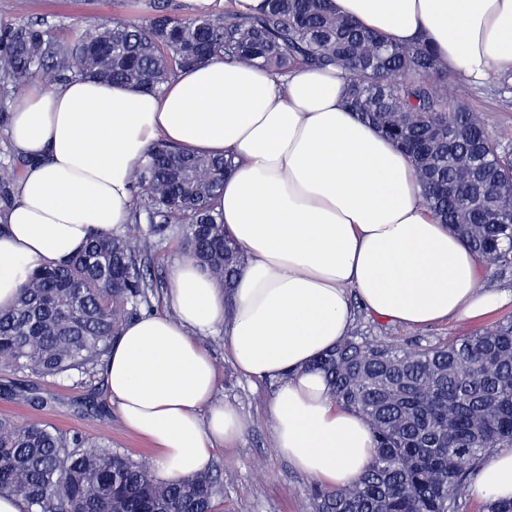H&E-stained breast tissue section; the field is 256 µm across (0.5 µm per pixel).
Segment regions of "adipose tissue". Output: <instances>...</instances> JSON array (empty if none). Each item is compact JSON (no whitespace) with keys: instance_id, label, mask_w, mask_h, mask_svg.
<instances>
[{"instance_id":"obj_1","label":"adipose tissue","mask_w":512,"mask_h":512,"mask_svg":"<svg viewBox=\"0 0 512 512\" xmlns=\"http://www.w3.org/2000/svg\"><path fill=\"white\" fill-rule=\"evenodd\" d=\"M396 44L422 38L467 81L512 75V0H333ZM341 72L215 59L161 91L74 78L30 84L10 144L32 159L0 233V310L30 272L59 265L99 232L122 233L130 173L159 140L231 158L216 208L246 264L232 296L193 261H176L164 303L126 323L104 361L124 425L158 450L157 477L206 473L248 423L216 396L198 337L224 327V353L245 377L277 381L267 407L274 446L297 471L336 489L375 451L364 418L336 403L310 365L346 337L351 297L406 327L477 319L497 305L480 262L420 195L409 158L345 105ZM512 499V448L495 451L473 487Z\"/></svg>"}]
</instances>
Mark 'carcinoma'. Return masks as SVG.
Masks as SVG:
<instances>
[{
	"mask_svg": "<svg viewBox=\"0 0 512 512\" xmlns=\"http://www.w3.org/2000/svg\"><path fill=\"white\" fill-rule=\"evenodd\" d=\"M240 13L181 15L169 0L133 22L115 13L61 36L43 21L0 27V73L12 96L29 84L75 77L156 91L212 59L286 76L298 64L342 69L346 106L405 152L433 216L479 260L512 273V152L471 110L470 87L425 40L392 44L336 13L330 0H264ZM20 155L0 162V212L14 196ZM231 161L187 154L165 142L133 170L136 205L122 234L92 237L58 267L35 270L15 305L0 311V371L69 378L94 371L122 323L160 286L147 261L149 236L175 232L186 255L226 291L245 263L212 205ZM346 408L370 425L375 454L364 474L323 489L314 512H460L471 474L496 448H512V319L443 344L401 348L359 331L312 363ZM17 403L42 399L0 388ZM224 485L210 474L161 482L150 466L105 438L68 435L47 421L0 418V497L23 512H216Z\"/></svg>",
	"mask_w": 512,
	"mask_h": 512,
	"instance_id": "cac0c4a2",
	"label": "carcinoma"
}]
</instances>
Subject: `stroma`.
Returning <instances> with one entry per match:
<instances>
[{
  "instance_id": "obj_1",
  "label": "stroma",
  "mask_w": 512,
  "mask_h": 512,
  "mask_svg": "<svg viewBox=\"0 0 512 512\" xmlns=\"http://www.w3.org/2000/svg\"><path fill=\"white\" fill-rule=\"evenodd\" d=\"M152 0H27L24 15L44 19L58 32L89 20H102L120 12L139 21L151 12ZM499 82L479 85L470 105L481 113L492 135L512 137V93L499 95ZM479 274L487 289L508 294V301L479 321L441 322L423 328L391 324L357 310L353 326L369 336H379L401 347L445 341L489 327L512 318V275L501 278L493 267L481 265ZM201 344L211 355L217 372V396L244 414L249 426L233 445L217 451L211 468L224 483L221 506L224 512H313L314 481L296 471L281 457L273 443L267 405L276 390L272 381L254 382L241 375L224 354L221 332L201 337ZM21 383L46 399L41 410L0 398V417L25 422L37 416L59 430L89 437H107L112 448L136 460L155 461L152 444L128 430L108 392L104 369L90 374L52 380L32 375L0 373V385ZM103 405V417L93 419L83 413L89 397Z\"/></svg>"
}]
</instances>
